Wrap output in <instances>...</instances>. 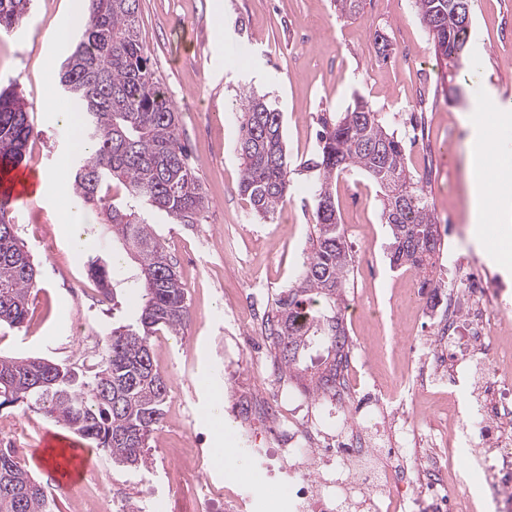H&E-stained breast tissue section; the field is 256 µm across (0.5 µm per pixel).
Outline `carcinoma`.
<instances>
[{
	"mask_svg": "<svg viewBox=\"0 0 512 512\" xmlns=\"http://www.w3.org/2000/svg\"><path fill=\"white\" fill-rule=\"evenodd\" d=\"M32 0H0V33L12 32ZM456 0H415V10L445 68L460 65L469 27L455 15ZM139 0H89V13L57 83L81 121L72 152L73 195L104 216L112 240L136 264L133 287L143 304L132 322L115 320L94 364L54 363L39 357H0V407L25 403L104 452L112 463L149 469L150 439L161 428L168 397L151 341L179 334L190 318L187 292L162 235L138 211L149 207L173 224H198L207 200L180 140L179 113L149 65L140 38ZM316 150L291 168L283 143V113L263 95L243 104L239 127L240 193L267 218L285 201L295 171L307 172L315 201L310 253L294 284L274 299L267 336L278 369L313 398L336 396L351 340L343 304L353 275L336 208L334 185L357 169L379 187L381 220L391 236L393 267L423 276L421 288L438 298L434 280L441 255L438 222L405 162V142L368 102L357 97L343 112L319 118ZM39 136L25 102L0 90V172L17 168ZM0 197V324L19 327L38 271ZM91 278L109 291L103 258L89 262ZM54 499L17 460L0 448V512H55Z\"/></svg>",
	"mask_w": 512,
	"mask_h": 512,
	"instance_id": "1",
	"label": "carcinoma"
}]
</instances>
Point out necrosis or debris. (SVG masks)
Returning <instances> with one entry per match:
<instances>
[{
	"label": "necrosis or debris",
	"instance_id": "obj_1",
	"mask_svg": "<svg viewBox=\"0 0 512 512\" xmlns=\"http://www.w3.org/2000/svg\"><path fill=\"white\" fill-rule=\"evenodd\" d=\"M448 280L447 313L429 306L425 314L447 335L449 358L481 354L472 379L490 390V397L472 401L466 411L449 405L443 432L430 436L442 454L418 473L419 488L407 496L406 477L390 481L378 464L379 449L360 432L335 437L298 416H286L283 390L272 385L261 406L274 418L270 432L277 457L295 488L289 512H352L358 506L366 512H512V426L507 423L512 417V348L493 341L511 306L504 289L488 288L484 268L455 263L448 267ZM472 425L480 429V445L467 451L469 470L485 477L475 496L457 492L463 479L452 448L457 435Z\"/></svg>",
	"mask_w": 512,
	"mask_h": 512
}]
</instances>
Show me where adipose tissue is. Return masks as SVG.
<instances>
[{"label":"adipose tissue","instance_id":"ef3b65f1","mask_svg":"<svg viewBox=\"0 0 512 512\" xmlns=\"http://www.w3.org/2000/svg\"><path fill=\"white\" fill-rule=\"evenodd\" d=\"M474 143L472 159L467 164L470 182L469 241L482 249L490 241L489 230L502 215V184L494 176L500 158L498 128L512 122V101L504 99L493 86L483 83L469 98L461 115Z\"/></svg>","mask_w":512,"mask_h":512}]
</instances>
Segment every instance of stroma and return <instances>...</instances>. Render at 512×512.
Here are the masks:
<instances>
[{"instance_id": "stroma-1", "label": "stroma", "mask_w": 512, "mask_h": 512, "mask_svg": "<svg viewBox=\"0 0 512 512\" xmlns=\"http://www.w3.org/2000/svg\"><path fill=\"white\" fill-rule=\"evenodd\" d=\"M88 0H33L16 31L0 35V89L12 86L31 105L30 118L41 131L27 148L25 165L38 172L58 169L72 153L70 128L43 108L52 101L71 110L55 71L70 54L80 33ZM140 36L156 76L180 112V136L208 201L200 223L172 224L154 213L182 282L193 318L183 334L159 333L152 356L168 379L170 391L161 429L150 441L149 470L115 468L99 454L84 479L56 496V512H78L79 497L95 495L99 485L118 484L143 512H159L167 499L174 512H224V490L256 497L255 512H285L288 481L271 478L255 455L264 442L245 435L234 423L224 429V451L232 467L213 458V423L202 383L211 379L231 390L224 356L240 330L262 335L264 322L232 319L226 312L251 274H259L277 295L297 277L309 251L314 200L303 176H295L285 203L273 218L260 219L238 191L242 166L237 152L242 101L250 90L268 92L284 114V137L291 164L314 147L320 115L342 111L363 98L406 141V161L419 180L441 228H454L459 261L476 258L468 243L466 143L469 132L460 114L475 81L495 85L512 99V0H476L469 37L481 40L483 56L448 77L418 19L412 0H365L350 18L336 14L333 0H140ZM64 26L66 36L49 34ZM223 42H216V30ZM387 44L379 56L378 44ZM202 111L184 104L194 95ZM456 138H448V126ZM66 198L44 196L13 203L10 215L31 252L39 288L29 301L25 322L0 325V356L43 357L56 362H95L104 334L112 326L113 301L121 317H132L139 295L129 288L132 262L112 269L117 296L101 290L87 274L89 258H111L112 239L103 224L86 225L88 247L74 251L60 224ZM336 208L350 232L346 241L354 260L349 302L367 300L376 314L346 319L353 378L378 385L390 398L404 400L420 432L448 411V396L435 386L416 383L417 356L411 341L446 337L435 334L423 310L427 297L411 271L390 267L389 232L380 220L377 189L362 173H343L336 181ZM83 281L84 294L72 288ZM295 402L308 406L313 426L356 423L373 429L388 425L386 411L369 409L350 415L325 413V403L296 391ZM62 427L18 403L0 408V443L18 442L20 459L42 482H49L51 462L42 445L47 432Z\"/></svg>"}]
</instances>
